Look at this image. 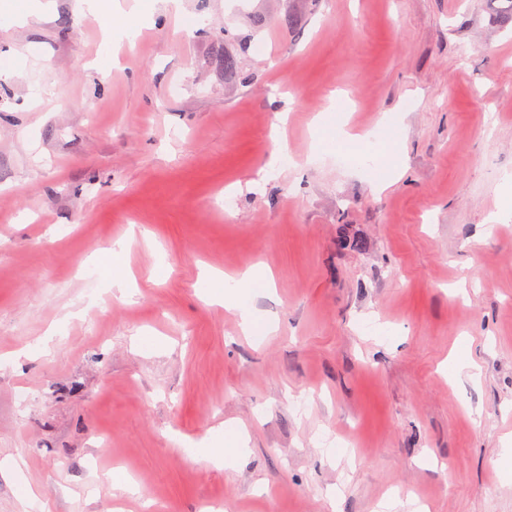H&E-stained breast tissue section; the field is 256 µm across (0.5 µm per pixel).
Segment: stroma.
<instances>
[{"instance_id": "stroma-1", "label": "stroma", "mask_w": 512, "mask_h": 512, "mask_svg": "<svg viewBox=\"0 0 512 512\" xmlns=\"http://www.w3.org/2000/svg\"><path fill=\"white\" fill-rule=\"evenodd\" d=\"M143 2L0 12V512H512L504 0ZM254 275L252 269H247L237 277L225 276L224 292L216 294V297H222L226 309H232L239 315L244 330L251 335L258 334L261 328L246 304L243 289L252 282ZM245 450L239 431L229 427L225 429L223 447L204 448L201 459L216 466L230 467Z\"/></svg>"}]
</instances>
